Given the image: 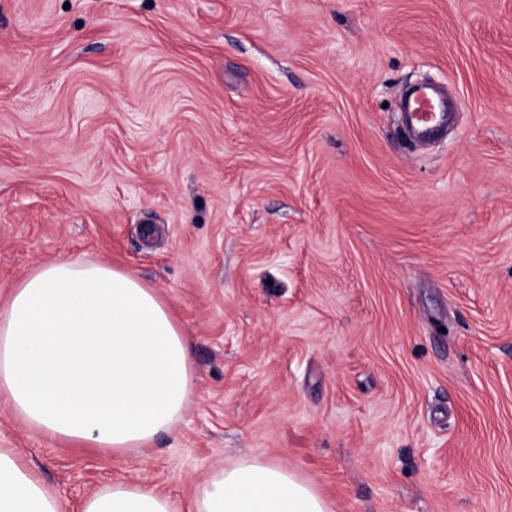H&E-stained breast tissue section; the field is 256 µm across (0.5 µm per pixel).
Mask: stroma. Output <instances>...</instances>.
Listing matches in <instances>:
<instances>
[{"instance_id":"1","label":"stroma","mask_w":512,"mask_h":512,"mask_svg":"<svg viewBox=\"0 0 512 512\" xmlns=\"http://www.w3.org/2000/svg\"><path fill=\"white\" fill-rule=\"evenodd\" d=\"M68 257L171 302L196 370L128 457L0 403L69 512L246 457L334 512H512V0H0V303ZM440 105L441 103L436 101V91L432 87L422 86L418 90L408 115L418 136L429 135L436 124L446 119L445 110H442Z\"/></svg>"}]
</instances>
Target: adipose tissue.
Here are the masks:
<instances>
[{
  "label": "adipose tissue",
  "mask_w": 512,
  "mask_h": 512,
  "mask_svg": "<svg viewBox=\"0 0 512 512\" xmlns=\"http://www.w3.org/2000/svg\"><path fill=\"white\" fill-rule=\"evenodd\" d=\"M195 396L190 337L155 289L83 259L38 265L0 305V401L63 447H152ZM0 512H66L15 448H0ZM81 512H333L309 481L259 457L214 469L190 506L112 481Z\"/></svg>",
  "instance_id": "1"
}]
</instances>
